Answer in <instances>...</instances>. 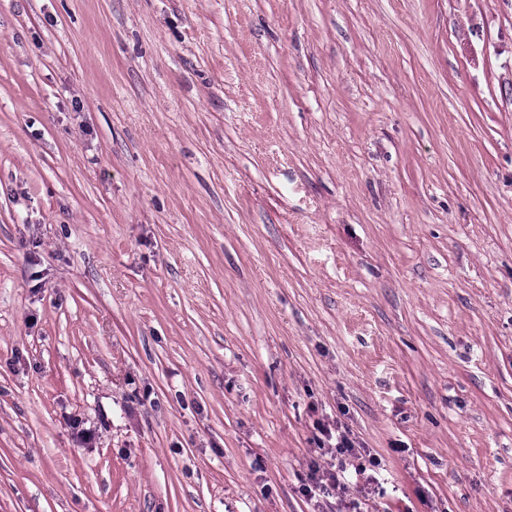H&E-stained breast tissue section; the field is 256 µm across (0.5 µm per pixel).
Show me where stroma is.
<instances>
[{
    "label": "stroma",
    "mask_w": 512,
    "mask_h": 512,
    "mask_svg": "<svg viewBox=\"0 0 512 512\" xmlns=\"http://www.w3.org/2000/svg\"><path fill=\"white\" fill-rule=\"evenodd\" d=\"M352 501L512 512V0H0V512ZM317 430L322 437L317 438L318 460L314 461L308 475V485H305L306 495L315 497L316 490H327L328 487L337 491L347 489L343 468L336 467V458L338 456L358 457L361 451L365 449L357 446L356 441L351 437L349 430L343 427L338 421L336 423L319 421ZM334 442V443H333ZM359 447V448H356ZM359 453V455H358ZM325 456L330 457V461H323ZM317 460V461H318ZM334 460V463H333Z\"/></svg>",
    "instance_id": "stroma-1"
}]
</instances>
